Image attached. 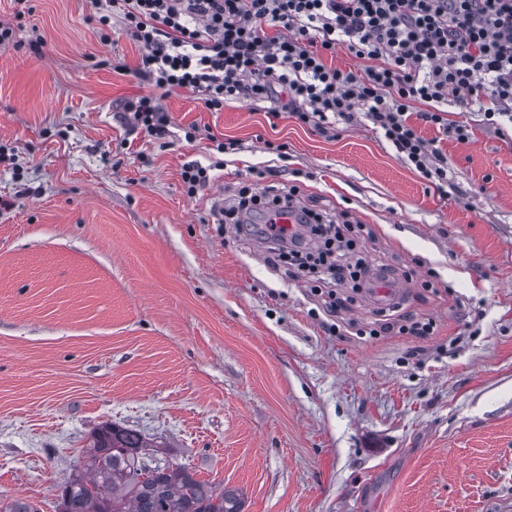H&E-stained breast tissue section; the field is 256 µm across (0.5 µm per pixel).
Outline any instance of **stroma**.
Wrapping results in <instances>:
<instances>
[{
  "label": "stroma",
  "instance_id": "obj_1",
  "mask_svg": "<svg viewBox=\"0 0 512 512\" xmlns=\"http://www.w3.org/2000/svg\"><path fill=\"white\" fill-rule=\"evenodd\" d=\"M1 21V498L56 512L108 421L239 490L243 512H512L511 140L448 105L472 133L419 125L448 162L437 186L365 119L325 133L180 88L157 140L119 118L150 91L120 21L105 41L89 0H0ZM192 161L212 171L191 197ZM244 188L353 225L402 294L382 308L345 284L324 312L259 213L222 225ZM404 318L433 331L380 333Z\"/></svg>",
  "mask_w": 512,
  "mask_h": 512
}]
</instances>
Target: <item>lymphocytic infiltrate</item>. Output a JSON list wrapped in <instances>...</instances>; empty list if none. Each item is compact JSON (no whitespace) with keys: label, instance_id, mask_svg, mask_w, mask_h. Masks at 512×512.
Returning a JSON list of instances; mask_svg holds the SVG:
<instances>
[{"label":"lymphocytic infiltrate","instance_id":"obj_1","mask_svg":"<svg viewBox=\"0 0 512 512\" xmlns=\"http://www.w3.org/2000/svg\"><path fill=\"white\" fill-rule=\"evenodd\" d=\"M102 30L120 18L144 53L139 72L151 93L124 105L133 129L165 137L171 124L160 95L198 93L211 111L225 100L269 101L321 130L364 115L398 157L433 182H445L443 155L417 123L458 141L468 122L443 105L481 99L485 120L512 123V0H92ZM344 46L372 60L363 76L328 65ZM423 103L413 111V103ZM282 197L241 191L237 208H263L262 235L311 282L359 281L367 263L351 255L340 225L303 210L294 234L274 223Z\"/></svg>","mask_w":512,"mask_h":512}]
</instances>
